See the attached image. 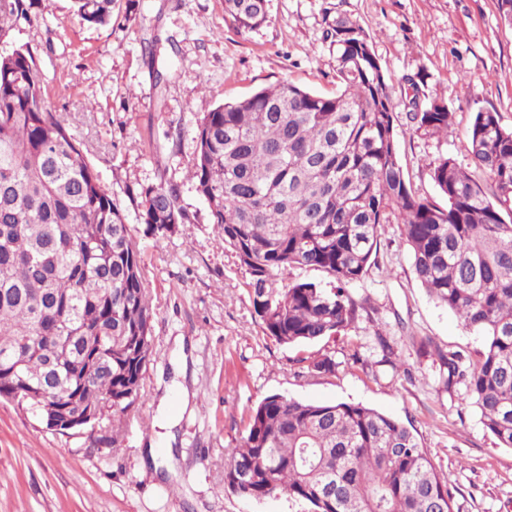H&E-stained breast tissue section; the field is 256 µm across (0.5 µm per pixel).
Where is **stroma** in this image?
<instances>
[{
  "instance_id": "35a3bbf8",
  "label": "stroma",
  "mask_w": 512,
  "mask_h": 512,
  "mask_svg": "<svg viewBox=\"0 0 512 512\" xmlns=\"http://www.w3.org/2000/svg\"><path fill=\"white\" fill-rule=\"evenodd\" d=\"M40 18L13 31L30 47L45 95L84 142L86 158L125 217L153 312V354L141 395L112 430L104 411L94 433L63 436L0 402V512H304L282 493L246 501L224 487V462L264 397L347 402L412 422L451 492L455 512H512V448L496 445L465 386L445 391L439 367L407 335L440 349L475 352L479 336L431 298L415 277L398 225L381 238L379 265L351 292L366 308L348 344L285 346L266 337L249 275L219 241L189 171L196 124L224 101L281 81L335 94V59L324 44L330 15L368 33L394 84L400 160L421 196L437 191L426 165L439 154L466 169L467 130L477 108L512 128V26L497 0H269V20L243 35L224 26V0H115L112 23H80L72 0H36ZM161 47L151 57V41ZM169 64L167 82L155 71ZM413 77L455 114L447 135L413 133L403 116ZM179 186L185 223L164 238L145 231L142 188ZM402 367L380 365V339ZM334 354L336 373L305 362ZM189 403L179 408L178 393Z\"/></svg>"
}]
</instances>
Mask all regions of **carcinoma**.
Here are the masks:
<instances>
[{"instance_id":"1","label":"carcinoma","mask_w":512,"mask_h":512,"mask_svg":"<svg viewBox=\"0 0 512 512\" xmlns=\"http://www.w3.org/2000/svg\"><path fill=\"white\" fill-rule=\"evenodd\" d=\"M113 0H74L80 21L112 22ZM34 0H0V42L31 24ZM268 21V0H225L238 33ZM324 40L340 90L322 96L287 81L204 114L192 178L224 246L250 276L255 315L281 345L344 337L364 306L349 291L378 266L381 236L398 224L426 292L483 340L477 360L429 338L447 390L469 388L483 426L512 448V129L473 112L467 141L492 193L455 159L428 163L440 200L421 197L398 155L393 83L356 21L338 14ZM27 46L0 51V400L32 414L34 387L51 382L58 405L123 419L151 361L152 310L138 249L82 142L44 93ZM406 118L421 136L448 133L454 113L411 84ZM147 232L163 238L186 215L178 186L141 192ZM326 272L329 285L294 277ZM379 336L380 364L400 355ZM335 356L307 366L333 374ZM224 487L250 500L287 493L310 512H453V497L416 430L347 402L273 394L253 408Z\"/></svg>"}]
</instances>
